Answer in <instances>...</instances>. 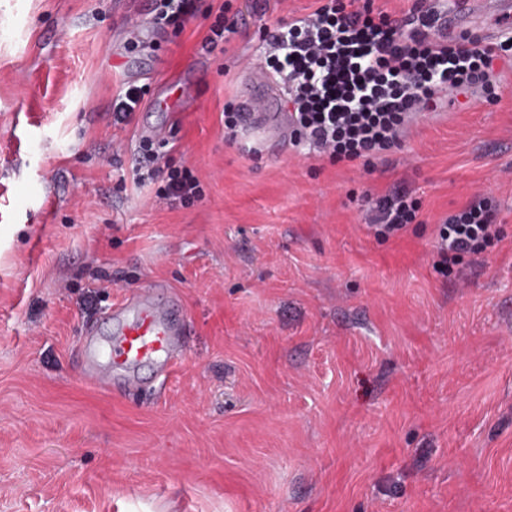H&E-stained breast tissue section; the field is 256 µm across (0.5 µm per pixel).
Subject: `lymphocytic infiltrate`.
<instances>
[{"mask_svg":"<svg viewBox=\"0 0 512 512\" xmlns=\"http://www.w3.org/2000/svg\"><path fill=\"white\" fill-rule=\"evenodd\" d=\"M313 10L264 31L266 63L286 89L296 119L294 137L330 164L371 160L398 146L412 113L435 110L443 95L481 88L494 96L493 64L512 43L490 45L476 34L437 38L439 16L411 9L395 17L375 0H313ZM137 180L162 179L159 199L189 203L203 195L192 170L174 166L152 142L141 141ZM375 232L402 233L417 207L404 193L376 200ZM502 239L487 200L476 196L441 224L435 269L451 272L465 255Z\"/></svg>","mask_w":512,"mask_h":512,"instance_id":"lymphocytic-infiltrate-1","label":"lymphocytic infiltrate"}]
</instances>
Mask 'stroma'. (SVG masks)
Wrapping results in <instances>:
<instances>
[{"label":"stroma","mask_w":512,"mask_h":512,"mask_svg":"<svg viewBox=\"0 0 512 512\" xmlns=\"http://www.w3.org/2000/svg\"><path fill=\"white\" fill-rule=\"evenodd\" d=\"M0 0V512H512V64L330 164L224 137L263 91L262 28L311 0ZM227 50L203 48L218 10ZM191 89L162 152L202 199L135 182L141 129ZM145 91L115 123L120 90ZM409 191L389 240L375 200ZM488 198L503 239L433 268L439 224ZM164 287L185 359L130 390L80 373L125 292ZM194 0H156L154 22L156 24H187L194 18Z\"/></svg>","instance_id":"1"}]
</instances>
